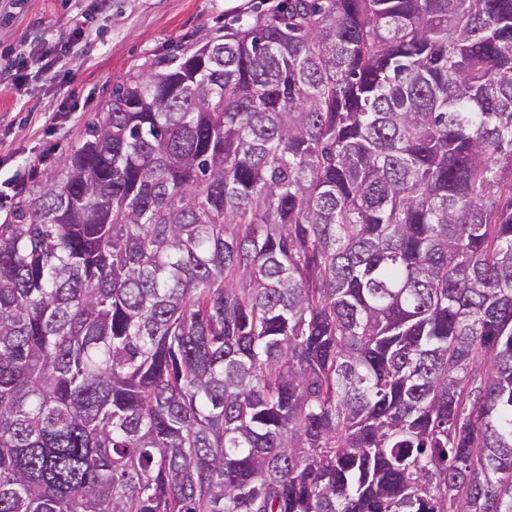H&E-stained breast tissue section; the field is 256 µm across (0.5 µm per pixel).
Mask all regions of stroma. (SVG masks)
Wrapping results in <instances>:
<instances>
[{
	"label": "stroma",
	"mask_w": 512,
	"mask_h": 512,
	"mask_svg": "<svg viewBox=\"0 0 512 512\" xmlns=\"http://www.w3.org/2000/svg\"><path fill=\"white\" fill-rule=\"evenodd\" d=\"M279 0H112L98 13L95 0H21L0 17V54L36 37L74 43L56 84L29 60L20 94H0V222L9 218L17 186L56 167L87 124L105 117L102 101L131 70L148 69L172 46L193 47L233 19ZM86 37H79L75 16Z\"/></svg>",
	"instance_id": "35a3bbf8"
}]
</instances>
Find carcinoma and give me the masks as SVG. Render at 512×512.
I'll return each mask as SVG.
<instances>
[{
	"label": "carcinoma",
	"mask_w": 512,
	"mask_h": 512,
	"mask_svg": "<svg viewBox=\"0 0 512 512\" xmlns=\"http://www.w3.org/2000/svg\"><path fill=\"white\" fill-rule=\"evenodd\" d=\"M105 107L0 224V512H512V0H284Z\"/></svg>",
	"instance_id": "1"
}]
</instances>
